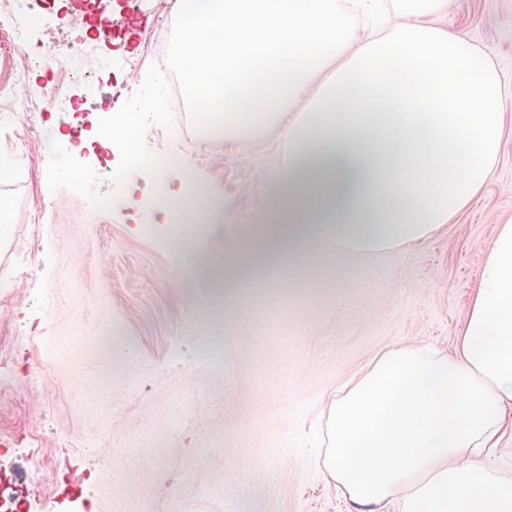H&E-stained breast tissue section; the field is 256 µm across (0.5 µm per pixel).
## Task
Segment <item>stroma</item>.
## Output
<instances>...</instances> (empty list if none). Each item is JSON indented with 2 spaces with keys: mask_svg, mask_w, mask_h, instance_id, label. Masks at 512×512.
I'll return each mask as SVG.
<instances>
[{
  "mask_svg": "<svg viewBox=\"0 0 512 512\" xmlns=\"http://www.w3.org/2000/svg\"><path fill=\"white\" fill-rule=\"evenodd\" d=\"M101 11L134 22L83 38L47 0L15 11L23 50L0 26V349L11 353L0 364V469L27 475L39 458L52 471L28 512H75L56 501L67 473L93 512H350L317 464L323 410L390 345L453 351L485 246L512 216V132L485 191L438 234L408 250L336 252L317 284L285 283L308 300H289L275 334L257 326L262 290L216 334L214 285L143 205L142 172L119 183L97 158L104 110L141 116L140 92L159 77L156 41L165 33L177 48L175 0H103ZM444 21L490 49L512 89V0H449ZM43 45L69 50L68 71L27 65ZM145 119L155 131L145 154L186 160L222 202L199 237L205 253L245 250L287 148L272 134L189 140L166 100ZM58 127L88 139L67 161L91 169L82 187L63 173Z\"/></svg>",
  "mask_w": 512,
  "mask_h": 512,
  "instance_id": "obj_1",
  "label": "stroma"
}]
</instances>
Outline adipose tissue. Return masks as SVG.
Instances as JSON below:
<instances>
[{"label":"adipose tissue","instance_id":"1","mask_svg":"<svg viewBox=\"0 0 512 512\" xmlns=\"http://www.w3.org/2000/svg\"><path fill=\"white\" fill-rule=\"evenodd\" d=\"M179 0L178 46L195 110L226 139L274 130L288 159L246 250L221 257L227 300L264 283L270 259L307 270L339 248H409L440 232L496 169L507 88L491 55L439 23L448 0ZM202 33L199 43L188 36ZM305 111H298L299 101ZM161 215L197 219L210 192L168 162ZM321 466L359 512H512V481L476 451L512 420V217L485 249L454 353L396 344L339 383Z\"/></svg>","mask_w":512,"mask_h":512}]
</instances>
